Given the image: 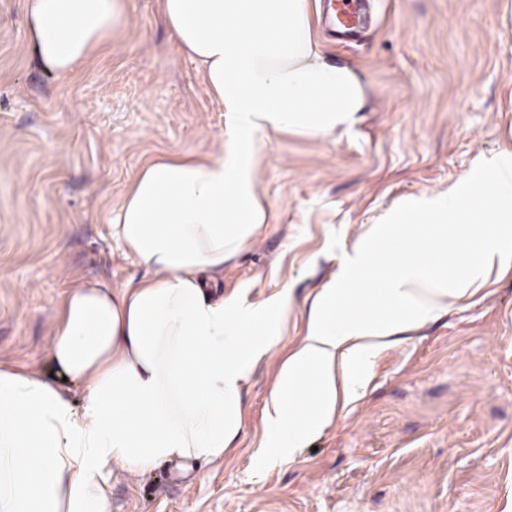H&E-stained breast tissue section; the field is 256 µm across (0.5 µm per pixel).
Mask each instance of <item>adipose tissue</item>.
Returning a JSON list of instances; mask_svg holds the SVG:
<instances>
[{"mask_svg": "<svg viewBox=\"0 0 512 512\" xmlns=\"http://www.w3.org/2000/svg\"><path fill=\"white\" fill-rule=\"evenodd\" d=\"M127 7L26 0L39 65L77 72L110 44ZM158 16L201 65L225 138L203 158L148 162L113 217L116 239L151 277L80 285L51 324L48 354L81 386V404L49 377L0 366V512H110L115 471L223 458L242 426L243 388L279 344L291 296L215 299L208 283L268 222L257 170L270 134L324 139L350 131L363 108L361 80L319 49L312 0H159ZM511 270L512 150L480 160L446 192L389 209L306 299V334L266 409L268 453L295 459L340 396L355 393L380 345Z\"/></svg>", "mask_w": 512, "mask_h": 512, "instance_id": "adipose-tissue-1", "label": "adipose tissue"}]
</instances>
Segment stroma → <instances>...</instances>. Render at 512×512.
I'll return each instance as SVG.
<instances>
[{
    "label": "stroma",
    "mask_w": 512,
    "mask_h": 512,
    "mask_svg": "<svg viewBox=\"0 0 512 512\" xmlns=\"http://www.w3.org/2000/svg\"><path fill=\"white\" fill-rule=\"evenodd\" d=\"M371 2L362 42L319 38L365 85L359 123L322 140L271 135L258 170L269 222L218 279L251 303L293 297L243 390L237 438L218 463L112 478L110 512H512V273L379 350L358 399L297 459L260 448L278 364L342 250L402 198L447 191L512 148V0ZM223 132L156 0H129L108 48L66 77L40 68L25 0H0V365L81 400L46 351L63 299L145 275L111 212L151 159L213 153Z\"/></svg>",
    "instance_id": "1"
}]
</instances>
